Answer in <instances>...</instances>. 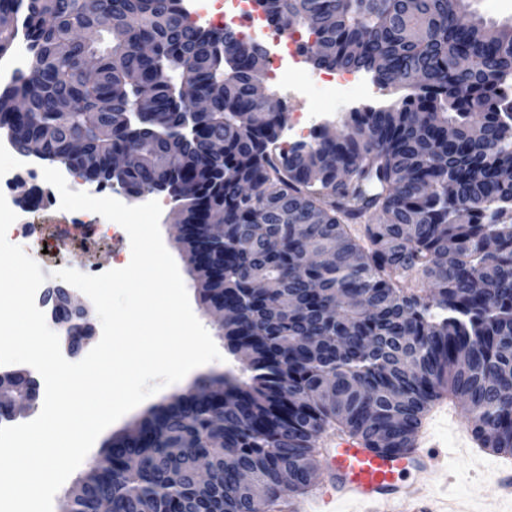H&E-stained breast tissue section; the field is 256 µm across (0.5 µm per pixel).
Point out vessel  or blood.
<instances>
[{
	"label": "vessel or blood",
	"mask_w": 512,
	"mask_h": 512,
	"mask_svg": "<svg viewBox=\"0 0 512 512\" xmlns=\"http://www.w3.org/2000/svg\"><path fill=\"white\" fill-rule=\"evenodd\" d=\"M324 478L311 502L289 501L283 512H333L337 499L359 503L363 512H378L380 504L396 501L405 512H440L437 501L420 484L436 457L425 442L395 455L367 447L358 438L337 436L325 449Z\"/></svg>",
	"instance_id": "1"
}]
</instances>
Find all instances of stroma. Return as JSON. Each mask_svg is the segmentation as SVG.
<instances>
[{
  "mask_svg": "<svg viewBox=\"0 0 512 512\" xmlns=\"http://www.w3.org/2000/svg\"><path fill=\"white\" fill-rule=\"evenodd\" d=\"M317 73V68L310 65L304 72L289 74L288 81L296 88L295 95L291 98L286 96L272 74L264 76L267 93L283 100L288 115H299L300 124L308 133L325 124L326 113L332 112L341 118L353 108L364 105L387 106L408 93L407 88L395 85L379 89L373 94L335 98L326 95L321 84L314 82L313 77ZM158 198L162 203L159 225L164 245L174 258L179 271L183 273L182 279L194 314L207 329L224 358L195 368L193 375L185 376L181 381L163 388L106 428L88 453L92 459L99 457L104 445L115 433L140 418L147 408L186 392L194 376L236 373L241 369L236 357L228 353L224 335L219 331L214 318L201 307L196 282L186 272L185 256L174 241L172 213L175 204L168 193H159ZM30 216L32 224L38 227L37 235L12 233L8 239L21 246L37 261L46 278V286L58 285L59 280L54 273L61 268L83 272L93 267L104 272L125 267L131 259L127 233L122 229L113 230L111 221L107 219H99L98 229L93 232L83 225L73 223L72 212L58 207L48 211L34 209ZM41 236L49 244V250L44 254L39 252L37 246V239ZM432 444L438 455L432 490L436 497L447 501V512H512V497L502 496L500 490L501 478L511 471L504 464L505 457L492 449L480 447L473 438L465 414H458L453 425L436 427Z\"/></svg>",
  "mask_w": 512,
  "mask_h": 512,
  "instance_id": "1",
  "label": "stroma"
}]
</instances>
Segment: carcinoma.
Wrapping results in <instances>:
<instances>
[{"instance_id": "obj_1", "label": "carcinoma", "mask_w": 512, "mask_h": 512, "mask_svg": "<svg viewBox=\"0 0 512 512\" xmlns=\"http://www.w3.org/2000/svg\"><path fill=\"white\" fill-rule=\"evenodd\" d=\"M258 2L276 30L313 37L314 66L380 86L416 74V92L286 150V112L253 95L261 43L193 23L181 0H0V56L20 30L31 51L0 90V130L131 197L168 192L202 303L236 311L223 332L247 373L207 379V405L152 410L64 512H251L285 472L292 494L314 484L330 426L401 453L445 392L482 447L512 454V24L467 17L466 0Z\"/></svg>"}]
</instances>
